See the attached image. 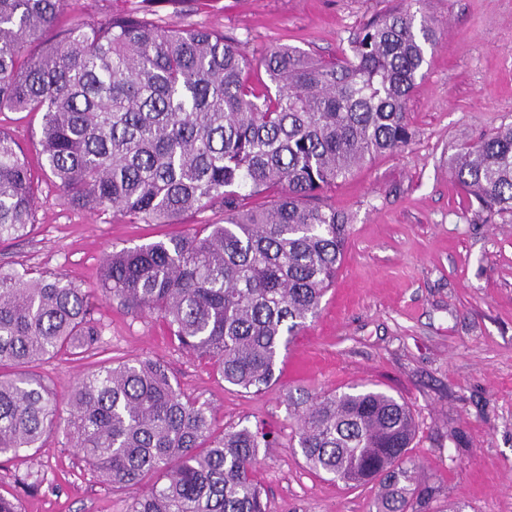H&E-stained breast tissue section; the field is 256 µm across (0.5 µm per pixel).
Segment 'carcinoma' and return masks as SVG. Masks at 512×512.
Returning a JSON list of instances; mask_svg holds the SVG:
<instances>
[{
	"label": "carcinoma",
	"mask_w": 512,
	"mask_h": 512,
	"mask_svg": "<svg viewBox=\"0 0 512 512\" xmlns=\"http://www.w3.org/2000/svg\"><path fill=\"white\" fill-rule=\"evenodd\" d=\"M143 2L60 27L68 0H0V112L41 115L40 168L71 206L143 224L224 213L221 224L106 254L99 293L158 315L224 382L261 392L341 265L349 217L324 191L409 145L407 102L439 25L414 0V12L372 18L331 61L274 47L258 60L269 83L257 89L243 80L249 62L235 38L160 26L153 0ZM448 168L477 217H512V123L461 143ZM36 191L34 166L0 129V241L36 223ZM95 304L59 276L0 268V370L94 349ZM286 403L310 471L378 482L376 512H432L440 489L408 456L407 405L356 387ZM213 422L211 404L184 397L150 359L83 375L64 413L43 379L0 373V456L61 433L107 484L133 489L156 476L129 512H265L255 471L273 434L260 425L218 433Z\"/></svg>",
	"instance_id": "carcinoma-1"
}]
</instances>
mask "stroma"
<instances>
[{
	"label": "stroma",
	"mask_w": 512,
	"mask_h": 512,
	"mask_svg": "<svg viewBox=\"0 0 512 512\" xmlns=\"http://www.w3.org/2000/svg\"><path fill=\"white\" fill-rule=\"evenodd\" d=\"M401 0H161L164 26H205L237 38L251 59L290 45L325 60L354 31ZM436 46L407 105L415 132L403 151L337 180L326 197L350 219L336 282L281 357L262 393L224 383L212 364L178 348L157 316L99 304L102 335L77 360L29 365L58 394L100 365L165 362L181 393L211 403L215 430L263 420L280 445L261 455L256 478L269 512H372L375 485L348 488L310 472L296 451L284 395L358 383L408 404L417 423L410 456L440 488L434 512H512V221H478L448 157L462 141L512 122V0H427ZM217 210L169 224H140L64 204L40 176L37 223L0 244V264L60 274L97 293L105 254L221 222ZM41 472L38 491L23 485ZM101 482L60 437L37 452L0 458V495L21 512H127L136 493Z\"/></svg>",
	"instance_id": "stroma-1"
}]
</instances>
